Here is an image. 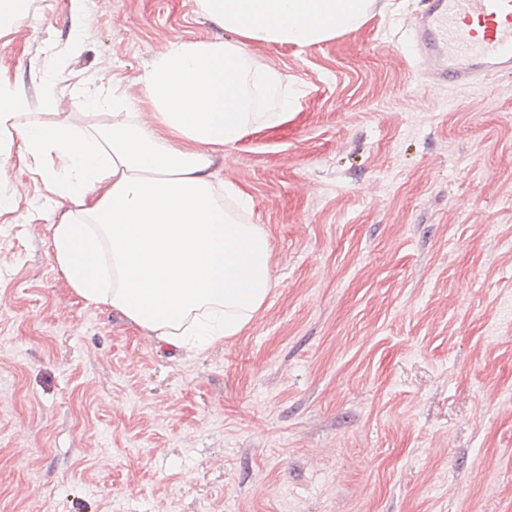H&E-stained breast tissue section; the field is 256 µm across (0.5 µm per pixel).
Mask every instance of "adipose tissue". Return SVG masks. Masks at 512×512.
Wrapping results in <instances>:
<instances>
[{"label":"adipose tissue","instance_id":"1","mask_svg":"<svg viewBox=\"0 0 512 512\" xmlns=\"http://www.w3.org/2000/svg\"><path fill=\"white\" fill-rule=\"evenodd\" d=\"M227 39L175 43L141 81L154 125L133 112L100 113L84 131L25 120L0 78V141L20 138L56 194L74 205L46 213L54 259L73 291L197 353L237 336L273 286L271 244L214 190L212 159L293 110L259 113L284 76L244 40L308 47L352 30L371 0H197Z\"/></svg>","mask_w":512,"mask_h":512}]
</instances>
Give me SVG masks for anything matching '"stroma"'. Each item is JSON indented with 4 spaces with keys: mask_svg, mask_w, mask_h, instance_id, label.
Returning <instances> with one entry per match:
<instances>
[{
    "mask_svg": "<svg viewBox=\"0 0 512 512\" xmlns=\"http://www.w3.org/2000/svg\"><path fill=\"white\" fill-rule=\"evenodd\" d=\"M425 0H373L319 44L246 41L290 117L214 157L271 243L236 337L175 354L87 304L52 258L56 195L0 142V512H512V74L429 85ZM197 0H28L0 75L79 130ZM98 94L93 106L83 90Z\"/></svg>",
    "mask_w": 512,
    "mask_h": 512,
    "instance_id": "35a3bbf8",
    "label": "stroma"
}]
</instances>
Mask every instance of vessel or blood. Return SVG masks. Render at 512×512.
<instances>
[{
	"label": "vessel or blood",
	"mask_w": 512,
	"mask_h": 512,
	"mask_svg": "<svg viewBox=\"0 0 512 512\" xmlns=\"http://www.w3.org/2000/svg\"><path fill=\"white\" fill-rule=\"evenodd\" d=\"M414 33L438 84L464 91L512 71V0H427Z\"/></svg>",
	"instance_id": "vessel-or-blood-1"
}]
</instances>
